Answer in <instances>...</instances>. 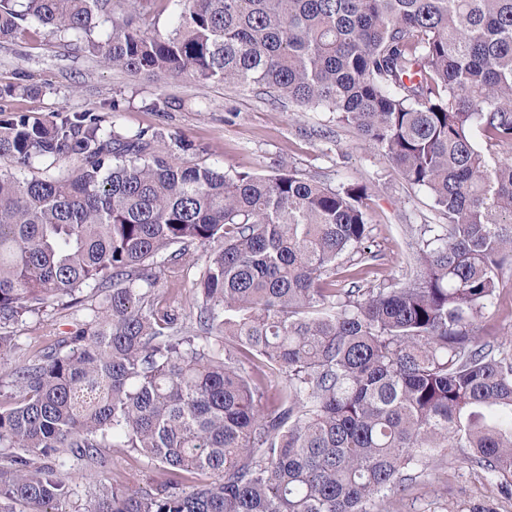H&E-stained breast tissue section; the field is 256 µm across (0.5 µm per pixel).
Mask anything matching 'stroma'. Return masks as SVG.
I'll use <instances>...</instances> for the list:
<instances>
[{
	"mask_svg": "<svg viewBox=\"0 0 512 512\" xmlns=\"http://www.w3.org/2000/svg\"><path fill=\"white\" fill-rule=\"evenodd\" d=\"M8 83L40 88L39 96L18 95L7 101L9 109L34 119L116 100L119 110L105 115L115 131L162 132L165 148L188 138L195 145L193 162L266 175L292 169L332 188L367 185L362 207L371 219L373 245L379 253L363 281L367 288L411 275L406 258L418 229L442 221L426 189L408 185L376 148L353 129L338 126L329 112H313L255 91L201 83L189 76L160 86L112 69L42 29L22 42L0 45V85ZM161 94L171 98L170 110H149L151 100ZM204 254V247L191 246L179 278L159 281L156 292L162 305L186 306ZM81 298L80 305L51 308L15 325L18 358L38 355L64 336L94 300L88 289ZM472 332L512 353V265L501 270L497 298L473 323ZM106 454L112 480L150 491L159 488L162 475L156 463L121 448L107 449ZM492 499V488L480 470L462 449L451 448L439 458L434 476L411 484L404 495L384 498L377 508L379 512H471L474 505Z\"/></svg>",
	"mask_w": 512,
	"mask_h": 512,
	"instance_id": "1",
	"label": "stroma"
}]
</instances>
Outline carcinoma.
<instances>
[{
    "instance_id": "1",
    "label": "carcinoma",
    "mask_w": 512,
    "mask_h": 512,
    "mask_svg": "<svg viewBox=\"0 0 512 512\" xmlns=\"http://www.w3.org/2000/svg\"><path fill=\"white\" fill-rule=\"evenodd\" d=\"M0 0V43L45 28L114 69L191 76L336 114L414 187L413 275L336 287L372 265L365 185L230 173L103 126L118 102L45 122L0 107V512H373L467 448L512 499V354L472 334L512 259V0ZM110 31H103L104 26ZM48 157L66 165L31 177ZM211 247L185 317L151 290ZM101 291L57 346L19 360L8 328ZM260 369L258 378L246 365ZM285 377L273 392L266 380ZM104 448L159 463L148 493ZM209 474L211 479L192 476ZM154 3V11L147 17V25L162 32L171 30L176 15L175 6L167 0H156ZM71 488L72 493L64 501L59 504V510L63 512H82L83 505L89 495L95 491V486L88 480L80 477L83 468L81 463L77 461L71 462Z\"/></svg>"
}]
</instances>
